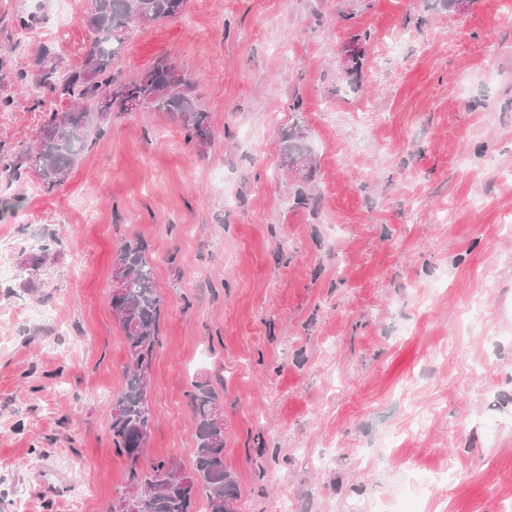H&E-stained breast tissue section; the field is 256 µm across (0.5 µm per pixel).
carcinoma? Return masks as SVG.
<instances>
[{"label": "carcinoma", "mask_w": 512, "mask_h": 512, "mask_svg": "<svg viewBox=\"0 0 512 512\" xmlns=\"http://www.w3.org/2000/svg\"><path fill=\"white\" fill-rule=\"evenodd\" d=\"M188 0H95L87 24L96 37L86 48L77 68L65 64L51 49H44L30 69L0 74V81L44 89L65 106L44 113L34 144L15 152H0V176L5 181H21L33 169L40 189L51 192L62 185L77 165L87 146L91 130L104 134L108 113L128 111L127 102L139 97L149 102L147 111L167 112L181 123L186 138L201 146L211 141L209 113L197 104L194 84L186 74L163 97L154 96V86L168 81L177 63L163 57L142 73L121 78L112 72L125 40L140 26H152L180 16ZM295 121L282 134V155L286 168L313 179L312 152ZM58 238L50 237L30 256L33 270L56 254ZM112 283L122 291L111 294L110 311L124 333L127 363L123 388L112 400L110 430L113 443L130 460L129 489L142 490L134 512H196L198 495H203L207 512H224V502L237 501V481L224 468V422L213 420L220 406L218 388L222 380L197 379L192 383L190 403L194 421V453L190 467L177 461L161 462L142 471L138 467L145 447L152 416L148 405L153 359L159 346V320L162 314L148 246L140 238L126 240L113 260Z\"/></svg>", "instance_id": "obj_1"}]
</instances>
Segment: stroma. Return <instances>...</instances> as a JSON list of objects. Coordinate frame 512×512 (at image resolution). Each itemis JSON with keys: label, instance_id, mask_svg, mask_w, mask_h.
<instances>
[{"label": "stroma", "instance_id": "stroma-1", "mask_svg": "<svg viewBox=\"0 0 512 512\" xmlns=\"http://www.w3.org/2000/svg\"><path fill=\"white\" fill-rule=\"evenodd\" d=\"M0 0V64L52 48L79 64L88 0ZM363 39L357 72L339 60ZM195 84L212 130L113 112L49 194L0 211V512H112L130 462L110 406L126 364L112 260L137 236L162 299L141 468L190 464L191 383L221 377L236 512H382L409 474L455 461L442 512L512 502V0H188L134 30L122 76L159 57ZM0 150L56 100L0 89ZM302 104L292 116L293 100ZM300 119L316 161L281 163ZM318 209L295 205L297 189ZM57 236L30 270L32 244ZM33 281L29 294L20 286ZM56 308V323L14 308ZM382 463L371 451L387 436Z\"/></svg>", "mask_w": 512, "mask_h": 512}]
</instances>
